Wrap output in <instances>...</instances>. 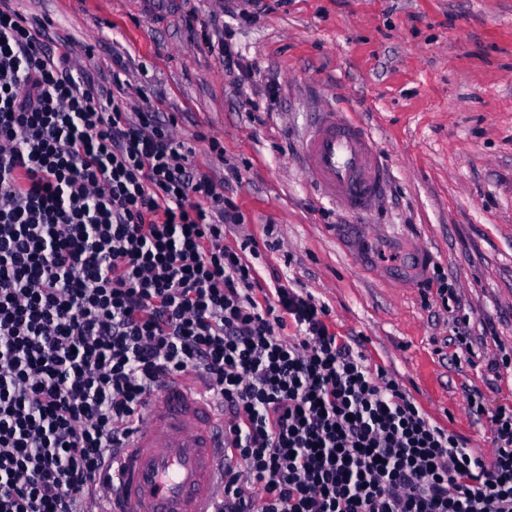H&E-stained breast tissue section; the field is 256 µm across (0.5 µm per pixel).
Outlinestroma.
<instances>
[{"instance_id":"1","label":"stroma","mask_w":512,"mask_h":512,"mask_svg":"<svg viewBox=\"0 0 512 512\" xmlns=\"http://www.w3.org/2000/svg\"><path fill=\"white\" fill-rule=\"evenodd\" d=\"M14 5L51 19L93 74H111L124 58L138 89L129 106L175 117L182 138L204 131L195 162L218 179L228 162L242 173L228 195L245 224L225 228V245L263 239L275 225L280 246L256 259L261 278L276 272L311 292L337 335L361 340L431 419L490 453L489 420L470 412L467 397L477 389L487 408L512 407V369H487L512 350V0H286L235 24L253 72L241 87L185 26L188 11L218 13L224 0ZM325 107L365 126L388 169L386 197L368 213L330 203L302 168V136ZM212 139L223 156L210 151ZM356 224L367 227L370 254L419 246L426 268L400 283L375 263L357 264ZM438 273L454 283L458 308L431 287ZM460 317L476 359L449 342Z\"/></svg>"}]
</instances>
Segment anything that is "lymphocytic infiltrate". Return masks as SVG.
I'll use <instances>...</instances> for the list:
<instances>
[{"label": "lymphocytic infiltrate", "instance_id": "lymphocytic-infiltrate-1", "mask_svg": "<svg viewBox=\"0 0 512 512\" xmlns=\"http://www.w3.org/2000/svg\"><path fill=\"white\" fill-rule=\"evenodd\" d=\"M204 37L242 83L224 20ZM77 65L47 20L0 0V512H95L105 465L166 381L228 418L215 512H512V410L491 456L432 422L329 328L309 291L263 287L224 244L243 225L191 142Z\"/></svg>", "mask_w": 512, "mask_h": 512}]
</instances>
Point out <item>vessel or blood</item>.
Listing matches in <instances>:
<instances>
[{
  "label": "vessel or blood",
  "instance_id": "b4317fda",
  "mask_svg": "<svg viewBox=\"0 0 512 512\" xmlns=\"http://www.w3.org/2000/svg\"><path fill=\"white\" fill-rule=\"evenodd\" d=\"M304 171L321 194L351 213L369 210L386 192L387 170L374 142L345 113L317 112L301 143ZM230 460L224 413L189 378L159 390L113 455L103 512H212Z\"/></svg>",
  "mask_w": 512,
  "mask_h": 512
}]
</instances>
